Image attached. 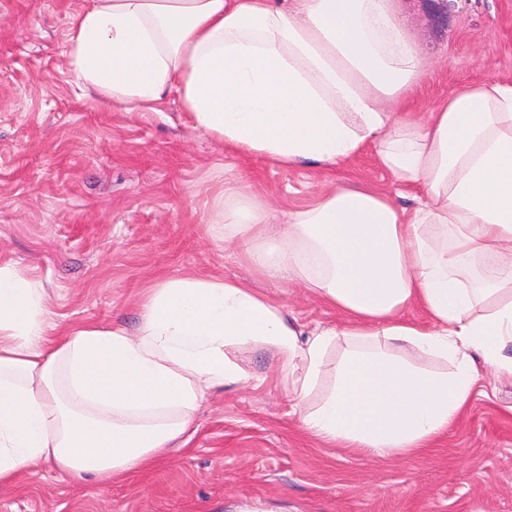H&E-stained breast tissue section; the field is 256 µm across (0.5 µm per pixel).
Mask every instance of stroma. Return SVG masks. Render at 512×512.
<instances>
[{
    "label": "stroma",
    "instance_id": "1",
    "mask_svg": "<svg viewBox=\"0 0 512 512\" xmlns=\"http://www.w3.org/2000/svg\"><path fill=\"white\" fill-rule=\"evenodd\" d=\"M85 0H0V264L40 278L57 320L136 330L144 289L174 277H249L242 246L212 232L224 147L192 128L179 99L125 112L82 92L67 32ZM429 66L405 111H432L458 87L512 82V0H396ZM254 195L280 211L321 185L412 207L366 148L343 168L288 170L235 158ZM259 288L299 323L345 320L309 289ZM266 381L214 393L185 444L101 484L43 463L0 488V512H512V381L481 370L469 407L433 448L365 459L308 438L277 362L247 353Z\"/></svg>",
    "mask_w": 512,
    "mask_h": 512
}]
</instances>
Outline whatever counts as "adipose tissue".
I'll return each mask as SVG.
<instances>
[{
	"instance_id": "1",
	"label": "adipose tissue",
	"mask_w": 512,
	"mask_h": 512,
	"mask_svg": "<svg viewBox=\"0 0 512 512\" xmlns=\"http://www.w3.org/2000/svg\"><path fill=\"white\" fill-rule=\"evenodd\" d=\"M67 40L77 82L113 105L176 95L228 155L289 170L371 146L420 203L325 186L278 224L225 167L217 233L244 242L256 276L310 288L342 328L299 324L247 280L192 275L146 290L136 333L57 330L43 282L0 265V488L45 462L101 482L148 464L213 392L262 384L255 348L276 356L308 435L368 457L431 447L467 406L476 361L512 379V83L463 86L425 117L398 111L425 63L395 0H86ZM483 257L487 278L458 277ZM413 304L431 326L404 318ZM426 355L453 371L424 370Z\"/></svg>"
}]
</instances>
